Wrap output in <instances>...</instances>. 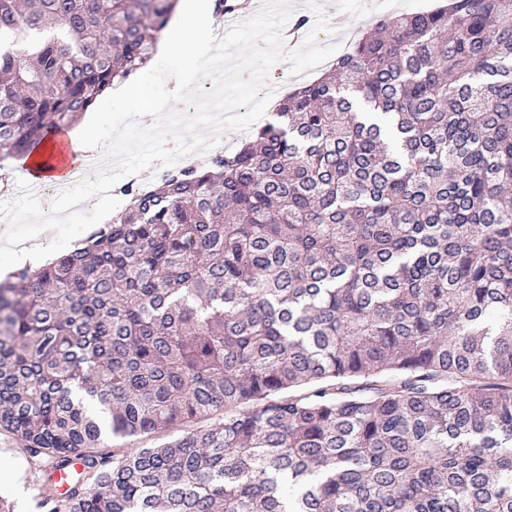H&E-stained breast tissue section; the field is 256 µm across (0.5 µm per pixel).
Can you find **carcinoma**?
<instances>
[{"instance_id": "obj_1", "label": "carcinoma", "mask_w": 512, "mask_h": 512, "mask_svg": "<svg viewBox=\"0 0 512 512\" xmlns=\"http://www.w3.org/2000/svg\"><path fill=\"white\" fill-rule=\"evenodd\" d=\"M178 0H0V162ZM0 283L49 512H512V0L381 20L274 119ZM219 420L131 454L109 438Z\"/></svg>"}]
</instances>
